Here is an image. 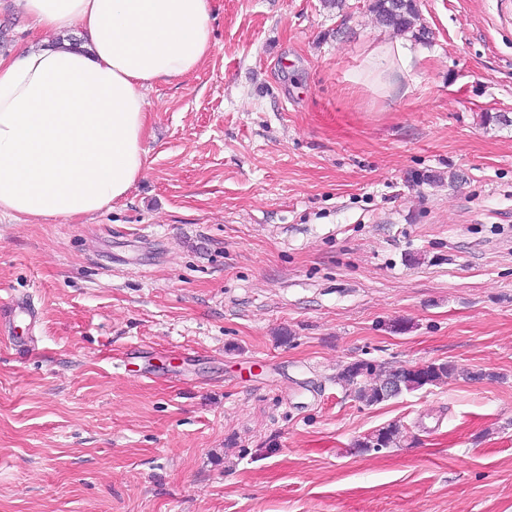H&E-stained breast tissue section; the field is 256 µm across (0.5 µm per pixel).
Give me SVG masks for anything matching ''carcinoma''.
Instances as JSON below:
<instances>
[{
  "mask_svg": "<svg viewBox=\"0 0 512 512\" xmlns=\"http://www.w3.org/2000/svg\"><path fill=\"white\" fill-rule=\"evenodd\" d=\"M370 11L380 24L399 33L413 30L418 20L415 0H373ZM459 375L461 372L458 368L448 362L432 364L421 376L405 367L391 369L375 360L357 359L343 365L334 376V381L356 401L373 406L386 400L382 390L385 380L389 378L400 379L402 390L411 392L426 386H438ZM402 438V426L392 422L375 430L372 435L356 440L355 447L363 451L391 448L398 445Z\"/></svg>",
  "mask_w": 512,
  "mask_h": 512,
  "instance_id": "carcinoma-1",
  "label": "carcinoma"
}]
</instances>
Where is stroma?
I'll list each match as a JSON object with an SVG mask.
<instances>
[{
  "label": "stroma",
  "mask_w": 512,
  "mask_h": 512,
  "mask_svg": "<svg viewBox=\"0 0 512 512\" xmlns=\"http://www.w3.org/2000/svg\"><path fill=\"white\" fill-rule=\"evenodd\" d=\"M371 4L212 0L126 197L0 216V308L37 310L0 330V512H512V0H416L425 41ZM356 359L462 374L366 406ZM415 53L410 44L405 41H396L393 45L373 49L369 52L370 73L382 77L392 68L410 71ZM404 437L402 426L392 422L377 430L370 437L365 436L355 442V448L360 450H380L397 446Z\"/></svg>",
  "instance_id": "obj_1"
}]
</instances>
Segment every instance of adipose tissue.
Listing matches in <instances>:
<instances>
[{"label": "adipose tissue", "instance_id": "ef3b65f1", "mask_svg": "<svg viewBox=\"0 0 512 512\" xmlns=\"http://www.w3.org/2000/svg\"><path fill=\"white\" fill-rule=\"evenodd\" d=\"M47 35L0 55V214L81 221L146 170L145 92L197 71L210 0H22ZM79 26L81 48L51 35Z\"/></svg>", "mask_w": 512, "mask_h": 512}]
</instances>
